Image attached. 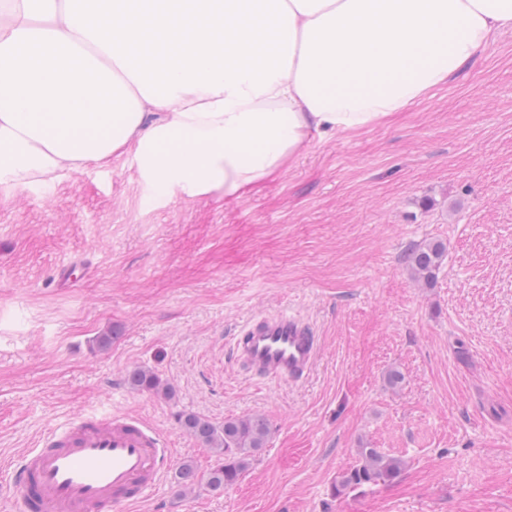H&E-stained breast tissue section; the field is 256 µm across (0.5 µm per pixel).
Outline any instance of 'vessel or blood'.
I'll use <instances>...</instances> for the list:
<instances>
[{
    "label": "vessel or blood",
    "mask_w": 512,
    "mask_h": 512,
    "mask_svg": "<svg viewBox=\"0 0 512 512\" xmlns=\"http://www.w3.org/2000/svg\"><path fill=\"white\" fill-rule=\"evenodd\" d=\"M319 350L309 321L279 313L247 323L234 338L232 356L256 379L298 383ZM168 457L163 438L142 418L87 413L17 459L7 487L17 512H124L162 479Z\"/></svg>",
    "instance_id": "b4317fda"
}]
</instances>
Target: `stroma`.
Returning a JSON list of instances; mask_svg holds the SVG:
<instances>
[{"mask_svg":"<svg viewBox=\"0 0 512 512\" xmlns=\"http://www.w3.org/2000/svg\"><path fill=\"white\" fill-rule=\"evenodd\" d=\"M435 241L427 284L404 255ZM280 312L320 336L299 383L232 360L242 325ZM136 366L171 396L132 389ZM87 412L139 416L171 450L127 512H512V33L391 123L313 136L238 203L151 199L127 157L1 199L0 483ZM184 413L271 432L234 485L191 493L179 468L215 457ZM366 446L405 467L335 496Z\"/></svg>","mask_w":512,"mask_h":512,"instance_id":"obj_1","label":"stroma"}]
</instances>
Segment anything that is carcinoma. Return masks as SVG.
Returning a JSON list of instances; mask_svg holds the SVG:
<instances>
[{
  "label": "carcinoma",
  "instance_id": "cac0c4a2",
  "mask_svg": "<svg viewBox=\"0 0 512 512\" xmlns=\"http://www.w3.org/2000/svg\"><path fill=\"white\" fill-rule=\"evenodd\" d=\"M445 247L439 242L424 246H413L406 259L414 276L430 283L441 268ZM128 383L135 389L171 393V388L160 377L146 367H135L129 371ZM180 426L196 440L213 449L219 462L205 475L200 476L190 464L180 467L179 478L199 491L221 492L233 485L247 468L251 457L265 447L270 430L266 419L260 415L228 418L218 425L196 415L179 417ZM405 466V460L381 452L377 448L358 449V461L336 481V495L363 486L386 483L396 477Z\"/></svg>",
  "mask_w": 512,
  "mask_h": 512
}]
</instances>
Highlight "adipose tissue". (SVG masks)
<instances>
[{"label":"adipose tissue","mask_w":512,"mask_h":512,"mask_svg":"<svg viewBox=\"0 0 512 512\" xmlns=\"http://www.w3.org/2000/svg\"><path fill=\"white\" fill-rule=\"evenodd\" d=\"M509 33L512 0H0V195L126 156L150 191L243 200Z\"/></svg>","instance_id":"1"}]
</instances>
